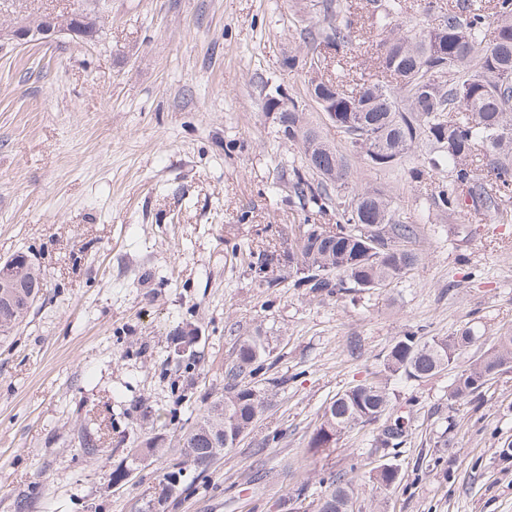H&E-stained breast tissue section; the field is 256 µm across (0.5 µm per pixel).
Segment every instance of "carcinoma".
<instances>
[{"instance_id":"cac0c4a2","label":"carcinoma","mask_w":512,"mask_h":512,"mask_svg":"<svg viewBox=\"0 0 512 512\" xmlns=\"http://www.w3.org/2000/svg\"><path fill=\"white\" fill-rule=\"evenodd\" d=\"M321 7L327 26L307 32L308 51L288 57V67L317 73L325 67L322 49L339 53L356 38L346 15L349 7L339 0H321ZM381 8L385 20L397 28L374 44L373 57L386 80L362 77L348 87L312 79L306 97L326 116L336 114L334 124L364 163L395 171L412 150L426 147L430 168L452 166V182L439 192L443 207L466 194L481 199L501 219L512 220V213L498 203L512 193V0H493L491 6L455 0L432 27L396 23L403 0H384ZM279 122L284 135L301 145L307 172L316 176L312 183L294 171L293 193L334 200L340 216L334 229L309 224L291 241L288 262H296L303 273L294 286L350 296L384 288L412 271L420 260L412 247L417 230L400 221L390 197L379 189L352 185L344 154L309 125L301 103L288 100ZM474 160L481 163L485 178L469 167ZM41 278L39 267L28 266L19 278L5 283L0 316L12 304L22 305ZM478 340L469 327L448 337L413 332L397 337L374 379L346 389L324 407L307 453L314 456L331 448L347 432L383 416L376 447H398L411 432L404 416L394 414L392 378L419 382L448 370L453 372L450 397H468L503 367L512 366V333L507 332L467 367L457 368L458 356ZM271 353L268 337H240L224 368V416L209 407L180 437L179 447L192 450V464L201 472L208 470L211 441L250 429L282 384L275 378L265 386L256 381ZM373 480L389 488L399 480V471L384 464ZM353 494V479L335 473L321 491L317 512H352Z\"/></svg>"}]
</instances>
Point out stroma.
Here are the masks:
<instances>
[{
	"mask_svg": "<svg viewBox=\"0 0 512 512\" xmlns=\"http://www.w3.org/2000/svg\"><path fill=\"white\" fill-rule=\"evenodd\" d=\"M80 2L0 0V27ZM324 25L310 0H100L95 41L0 47V261L27 253L44 278L0 342V512L21 501L138 512L183 430L223 394L237 338L256 331L282 386L169 512H285L300 492L314 512L332 472L356 477L353 512H512V459L500 454L512 367L460 403L450 372L396 381L406 444L374 447V423L305 453L323 407L372 378L397 336L472 327L480 340L463 367L512 330V222L467 196L442 209L451 175L429 170L421 147L395 173L348 156L356 184L384 191L419 229L420 262L401 279L353 300L315 296L287 264L261 272L240 259L241 247L287 254L296 226L339 219L335 204L290 192L302 150L264 106L275 87L304 99L310 75L286 60ZM326 56L322 77L373 73L368 44ZM190 329L189 389L170 345ZM150 437L155 453L112 484ZM383 464L400 472L388 489L370 479Z\"/></svg>",
	"mask_w": 512,
	"mask_h": 512,
	"instance_id": "1",
	"label": "stroma"
}]
</instances>
